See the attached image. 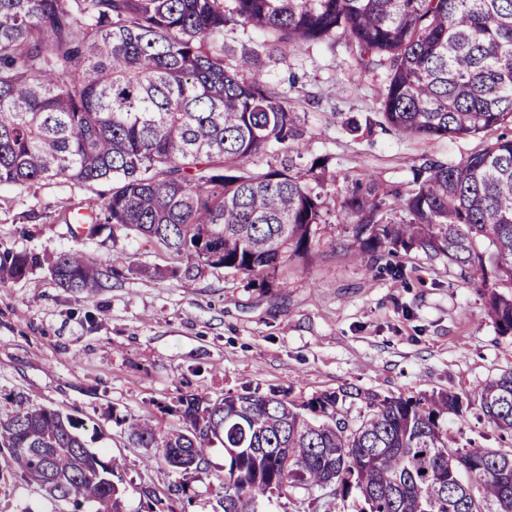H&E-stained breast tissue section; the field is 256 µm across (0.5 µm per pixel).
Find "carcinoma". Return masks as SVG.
Masks as SVG:
<instances>
[{"mask_svg":"<svg viewBox=\"0 0 512 512\" xmlns=\"http://www.w3.org/2000/svg\"><path fill=\"white\" fill-rule=\"evenodd\" d=\"M0 0V185L112 181L89 224L164 247L191 287L200 267L234 269L269 286L307 256L320 224L351 225L356 260L421 250L489 288L488 316L512 333V137L457 163L433 162L406 194L357 182L337 212L300 174L305 143L286 92L260 54L224 63V30L252 26L299 47L342 31L362 67L386 69L382 123L426 139L512 125V0ZM277 143L282 153L258 165ZM394 197L393 204L386 203ZM41 264L0 254V282ZM83 293L112 272L80 251L49 267ZM359 400L356 416L344 408ZM184 428L129 422L135 443L185 473L224 448L222 512L332 483L310 512H512V370L474 389L404 397L349 387L306 401L272 390L179 400ZM474 409L511 445L453 447L448 415ZM73 419L36 407L0 417V473L14 471L71 512H124L115 465L91 452Z\"/></svg>","mask_w":512,"mask_h":512,"instance_id":"carcinoma-1","label":"carcinoma"}]
</instances>
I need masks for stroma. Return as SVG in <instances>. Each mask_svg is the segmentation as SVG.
Wrapping results in <instances>:
<instances>
[{
    "label": "stroma",
    "instance_id": "1",
    "mask_svg": "<svg viewBox=\"0 0 512 512\" xmlns=\"http://www.w3.org/2000/svg\"><path fill=\"white\" fill-rule=\"evenodd\" d=\"M265 71L288 91L304 129L307 158L327 161L323 192L339 209L348 185L374 182L405 193L416 169L455 163L495 140L499 129L428 140L344 121L375 118L386 71L363 69L343 35L290 48ZM111 183L41 181L0 187V252L38 253L44 266L0 284V415L45 406L71 415L88 448L115 462L125 512H149L144 489L174 512H216L224 496V450L185 475L135 447L130 418L179 428L181 397L277 390L302 402L355 386L382 395L460 392L512 369V335L487 316L478 276L418 250L354 264L346 224H322L309 256L270 287L232 269L203 268L192 288L171 275L160 245L101 225L75 228L101 206ZM79 250L112 276L91 296L59 288L48 265ZM401 276L389 273V266ZM453 443L501 444L474 414L449 416ZM0 512H71L18 475L0 474Z\"/></svg>",
    "mask_w": 512,
    "mask_h": 512
}]
</instances>
